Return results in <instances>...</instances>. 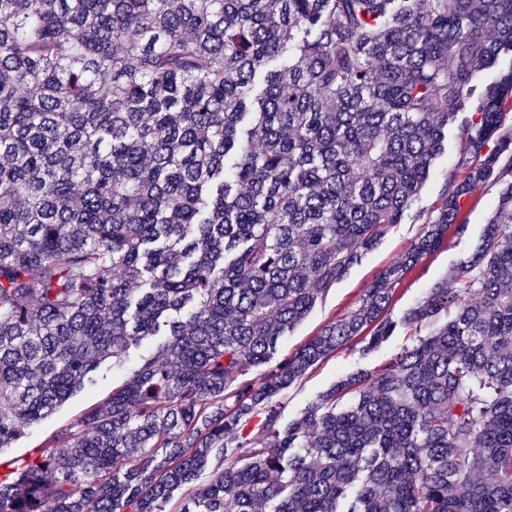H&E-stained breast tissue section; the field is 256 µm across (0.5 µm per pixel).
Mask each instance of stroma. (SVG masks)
Returning <instances> with one entry per match:
<instances>
[{"label": "stroma", "instance_id": "35a3bbf8", "mask_svg": "<svg viewBox=\"0 0 512 512\" xmlns=\"http://www.w3.org/2000/svg\"><path fill=\"white\" fill-rule=\"evenodd\" d=\"M497 196V187L484 185L471 196L462 199L460 219L465 223L463 231L449 229L443 245L427 255L396 288L388 307L389 318L398 323L393 334L373 350H366L364 343L358 341L309 368L304 376L276 396L275 403L282 421L296 418L320 392L346 373L372 368L428 334L430 324L405 326L401 320L409 309L423 300L434 283L449 276L461 257L481 243L485 224L495 208ZM420 231V225L411 221L388 229L375 246L350 269L347 276L330 288L308 316L281 339L273 358L274 363L292 357L328 324L353 311L367 288L371 287L383 270L401 259ZM157 346L156 340L146 339L140 347L130 349L123 363H102L93 373L91 382L80 392L33 426L13 447L0 451V477L9 474L16 464L35 456L40 449L71 445L83 414L105 400L113 387L131 376L139 355L150 354Z\"/></svg>", "mask_w": 512, "mask_h": 512}]
</instances>
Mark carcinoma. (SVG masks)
I'll return each instance as SVG.
<instances>
[{
  "instance_id": "obj_1",
  "label": "carcinoma",
  "mask_w": 512,
  "mask_h": 512,
  "mask_svg": "<svg viewBox=\"0 0 512 512\" xmlns=\"http://www.w3.org/2000/svg\"><path fill=\"white\" fill-rule=\"evenodd\" d=\"M506 56L512 0H0V449L166 337L73 447L0 480V512H512ZM488 182L482 246L404 317L439 327L276 428L281 390L393 332L395 286ZM408 217L354 311L241 380ZM459 146L456 139L448 138V146L436 162L434 173L431 179L426 183L422 191L420 206L429 208L439 204L440 190L443 184L444 173L448 169V163L458 151ZM265 417L266 412L258 411L251 421L239 432L240 442L246 444L267 440L269 435L265 427Z\"/></svg>"
}]
</instances>
